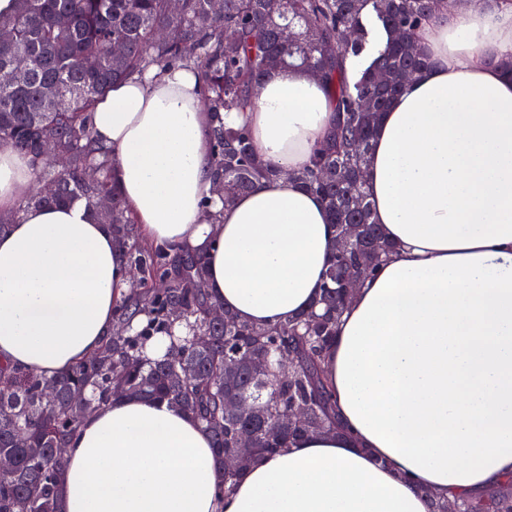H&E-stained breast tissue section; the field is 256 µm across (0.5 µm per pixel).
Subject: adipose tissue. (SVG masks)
Here are the masks:
<instances>
[{
	"mask_svg": "<svg viewBox=\"0 0 512 512\" xmlns=\"http://www.w3.org/2000/svg\"><path fill=\"white\" fill-rule=\"evenodd\" d=\"M418 31L429 66L383 112L365 168L395 252L363 281L325 369L345 432H310L219 493L209 432L167 403L124 398L66 447L65 512H428L512 476V8L452 0ZM336 119L301 68L269 71L248 124L283 172L209 223L210 116L175 69L116 84L92 117L146 238L203 253L206 285L244 323L311 308L331 254L321 198L295 185ZM31 160L0 149V358L45 376L112 337L130 271L107 224L77 202L20 209Z\"/></svg>",
	"mask_w": 512,
	"mask_h": 512,
	"instance_id": "adipose-tissue-1",
	"label": "adipose tissue"
}]
</instances>
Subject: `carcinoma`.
Here are the masks:
<instances>
[{
	"instance_id": "cac0c4a2",
	"label": "carcinoma",
	"mask_w": 512,
	"mask_h": 512,
	"mask_svg": "<svg viewBox=\"0 0 512 512\" xmlns=\"http://www.w3.org/2000/svg\"><path fill=\"white\" fill-rule=\"evenodd\" d=\"M447 0H14L0 15V71L17 60L27 68L0 83V147L28 154L39 188L18 210L81 200L103 219L112 241L137 272L135 287L113 309L115 332L94 354L53 377L0 362V456L13 468L0 473V512H61L59 485L65 466L56 449L92 412L124 396L166 401L192 415L210 433L215 455L239 454L245 466L315 429L336 430L341 420L328 387L325 357L347 304L340 283L354 273L366 279L389 258L392 247L372 221L362 178L378 118L403 84L428 60L414 35ZM388 32L360 79L348 62L369 44L365 17ZM291 33L288 39L283 32ZM232 38H225V33ZM122 52L112 53V44ZM94 66H86L87 61ZM300 67L321 81L336 125L294 174L301 188L319 195L333 225L332 252L343 225H364L348 259L331 256L322 292L312 308L270 326L214 322L218 301L201 287L204 257L193 250L153 246L143 240L112 178V149L100 143L92 114L112 86L151 69H185L198 76L211 112L209 221L221 217L216 202L230 206L281 171L254 153L250 129L224 125V113L245 112L263 76L274 68ZM385 73L388 82L378 83ZM51 143L63 166L42 157ZM236 186L224 196V183ZM157 336L169 338L156 358L146 350ZM291 352L295 365L283 374L274 358ZM246 353L255 365H238ZM256 407L247 418L224 411V378ZM295 408L307 417L277 427ZM249 426L255 447L239 448L238 430ZM431 512H512V479L478 498L429 495Z\"/></svg>"
}]
</instances>
